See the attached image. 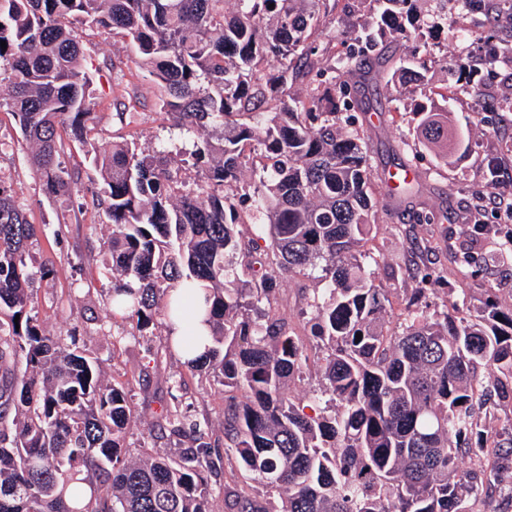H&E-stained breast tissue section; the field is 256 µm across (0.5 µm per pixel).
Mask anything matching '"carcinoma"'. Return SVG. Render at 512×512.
Here are the masks:
<instances>
[{
	"instance_id": "carcinoma-1",
	"label": "carcinoma",
	"mask_w": 512,
	"mask_h": 512,
	"mask_svg": "<svg viewBox=\"0 0 512 512\" xmlns=\"http://www.w3.org/2000/svg\"><path fill=\"white\" fill-rule=\"evenodd\" d=\"M0 0V91L32 149L48 196L74 200L65 142L91 147L95 191L112 226L110 312L140 331L185 305L182 282L207 290L213 347L185 364L239 392L224 403V486L230 512H477L512 497V305L476 315L424 309L388 334V294L361 260L374 220L372 169L350 87L380 77L362 61L379 42L369 24L343 53L312 45L336 0ZM377 26L401 43L398 70L419 89L405 113L414 137L451 165L464 145L419 54L426 33L453 21L448 0H368ZM274 8H269V5ZM126 39L162 88L160 110L187 131L217 133L165 154L120 141L96 146L79 28ZM497 62L490 30H470ZM138 97L116 99L135 118ZM263 150L255 180L246 149ZM204 177L189 182L188 162ZM35 227L0 179V512H212L215 453L178 405L160 418L188 442L175 457L128 453L127 387L74 349L75 333L45 331L33 306L27 244ZM487 265L512 264V234L493 238ZM323 272L308 324L321 342L324 406L286 394L303 372L304 343L277 312L291 275ZM418 298L440 278L407 272ZM361 338H356V335ZM489 369L477 379V370ZM469 460L470 465L462 466ZM84 475L83 483L76 476Z\"/></svg>"
}]
</instances>
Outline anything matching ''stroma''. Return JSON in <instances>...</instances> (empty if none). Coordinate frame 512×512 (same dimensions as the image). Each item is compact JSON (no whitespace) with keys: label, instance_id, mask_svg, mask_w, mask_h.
I'll return each mask as SVG.
<instances>
[{"label":"stroma","instance_id":"35a3bbf8","mask_svg":"<svg viewBox=\"0 0 512 512\" xmlns=\"http://www.w3.org/2000/svg\"><path fill=\"white\" fill-rule=\"evenodd\" d=\"M81 41L83 65L92 78L97 142L132 138L152 153L193 142V134L181 133L169 115L157 109L152 76L136 63L120 38L108 30L86 27ZM429 42L432 51L425 58L426 67L435 82H447V66L462 58L450 27L434 29ZM475 81L481 87L477 93L447 82L448 108L470 139L469 150L451 166L410 140L401 117L410 88L398 78H379L371 88L372 110L359 116L367 131L377 201L365 250L373 258L369 268L375 283L387 290L391 301L385 314L387 329H397L405 316L414 286L405 268L413 262L440 272L441 279L428 296L433 308H442L460 295L474 313L494 298L502 305L512 304L511 266L480 263L464 274L454 258L468 239L464 225L486 224L494 236L512 233V213L477 196L492 160L497 163L499 188L512 189V156L500 151L501 143L512 139V112L495 105L499 94L512 91V62L482 71ZM125 87L140 95L138 114L129 125L118 121L113 107L117 91ZM30 154L16 117L9 108L0 107V178L11 186L17 204L36 227L30 246L34 262L46 258L53 262L52 274L37 278L34 284L33 305L40 321L54 335L75 331L78 346L101 364L107 379L128 385L133 419L126 443L131 454L157 449L177 455V437L166 435L157 424L161 409L177 402L190 406L198 419L207 420L213 439L223 440L222 388L206 374L188 371L176 354L165 352V326H155L144 335L134 323L106 315L112 288L107 253L111 228L92 198L97 175L85 149L68 143L63 156L68 167L79 171L75 198L84 204L79 212L46 197ZM398 158L408 161L419 175L420 196L410 202L390 198L382 182L384 169ZM425 213L439 216V223H419L418 215ZM319 285L317 274L297 275L284 283L279 294V309L301 336L309 356L305 373L290 384L291 395L304 400L320 394L316 370L321 343L303 316L307 298Z\"/></svg>","mask_w":512,"mask_h":512}]
</instances>
